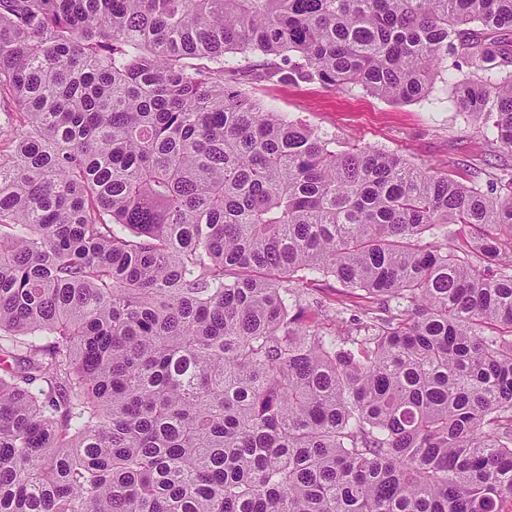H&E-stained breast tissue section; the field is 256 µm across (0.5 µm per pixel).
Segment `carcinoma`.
Here are the masks:
<instances>
[{"instance_id":"carcinoma-1","label":"carcinoma","mask_w":512,"mask_h":512,"mask_svg":"<svg viewBox=\"0 0 512 512\" xmlns=\"http://www.w3.org/2000/svg\"><path fill=\"white\" fill-rule=\"evenodd\" d=\"M480 28L512 0H0V512H504L512 178L246 89L280 56L414 102L463 61L455 110L512 152ZM331 278L379 314L312 322Z\"/></svg>"}]
</instances>
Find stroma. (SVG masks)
<instances>
[{"label":"stroma","mask_w":512,"mask_h":512,"mask_svg":"<svg viewBox=\"0 0 512 512\" xmlns=\"http://www.w3.org/2000/svg\"><path fill=\"white\" fill-rule=\"evenodd\" d=\"M255 98L269 110L335 138L337 149L372 146L402 155L413 165L475 180L486 187L493 175L512 172V155L495 149L492 126L473 122L451 106L452 81L438 78L427 99L394 103L362 90L345 92L294 78L255 82ZM326 315L335 317L337 332L352 327L366 301L334 280L313 286Z\"/></svg>","instance_id":"1"}]
</instances>
